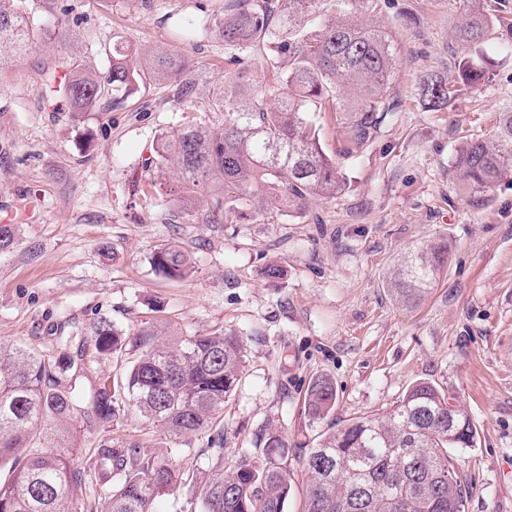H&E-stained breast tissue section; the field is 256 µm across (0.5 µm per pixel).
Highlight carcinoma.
I'll use <instances>...</instances> for the list:
<instances>
[{"label": "carcinoma", "instance_id": "cac0c4a2", "mask_svg": "<svg viewBox=\"0 0 512 512\" xmlns=\"http://www.w3.org/2000/svg\"><path fill=\"white\" fill-rule=\"evenodd\" d=\"M54 0H0V78L38 43L67 37L63 22L51 27L45 15ZM374 0H231L209 32L224 42V58L239 69L228 81L209 82L177 50L143 55L122 41L105 52L109 68L98 72L75 53L44 62L40 76L48 99L74 114L92 112L110 96L117 104L148 82H172L190 102L205 92L224 112V130L183 127L159 137L152 163L171 170L173 202L194 213L208 194L204 224L236 217L241 204L257 197L277 212L298 213L310 198H336L347 183L323 149L313 112H340L346 135L356 144L372 140L395 110L387 95L395 66L388 38L352 14ZM457 39L476 44L489 37L502 12L481 0H466ZM274 84L254 90L246 59L258 45ZM492 62L467 56L452 74H422L418 91L432 111L451 106L463 92L490 77ZM512 173V114L495 135L461 143L451 174L459 190L482 193ZM156 269L183 278L192 265L186 251L168 245L153 255ZM448 266V245L432 243L410 252L394 269L387 287L394 300L411 306L439 282ZM95 349L119 354L131 348L136 360L121 377L96 389L87 406L77 402L82 354L69 347L42 354L0 340V465L12 462L0 480V512H79L77 492L86 467L73 446L40 448V430L50 424L72 437L74 415L108 423L133 404L147 420L176 435L207 433L217 473L201 489L203 512H285L293 493L288 441L280 428L265 425L259 448L224 469V429L214 422L242 378L240 335L222 329L156 339L146 326L126 335L99 317L82 329ZM335 383L313 377L304 393L305 414L325 419L335 408ZM476 428L468 414L448 405L433 383L413 384L380 417L357 416L320 435L303 449L309 475L304 512H466L469 487L460 479L451 448H472ZM95 468L109 491L102 512H156L155 501L179 488L182 475L172 461L147 457L136 441L97 447Z\"/></svg>", "mask_w": 512, "mask_h": 512}]
</instances>
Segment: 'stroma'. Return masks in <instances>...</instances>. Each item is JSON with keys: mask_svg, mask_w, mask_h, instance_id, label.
<instances>
[{"mask_svg": "<svg viewBox=\"0 0 512 512\" xmlns=\"http://www.w3.org/2000/svg\"><path fill=\"white\" fill-rule=\"evenodd\" d=\"M226 2L55 0L70 39L36 45L0 78V224L17 231L0 250V340L52 354L80 344L78 329L100 315L130 334L154 325L163 341L237 332L246 364L224 408L228 467L266 424L291 448H309L330 426L385 412L414 382L431 381L477 429L475 447L456 452L471 487L466 512H512V175L477 194L459 193L450 177L458 144L492 135L512 113V13L481 48L490 80L430 112L417 95L421 75L451 71L470 53L452 35L463 4L376 0L369 20L393 46L388 92L398 111L363 145L343 137L335 113L312 116L345 193L311 199L297 217L253 202L241 223L200 224L173 205L167 176L147 160L161 134L223 129V112L206 96L180 102L172 85L153 84L76 119L44 102L39 67L75 51L104 68V49L120 36L141 50L182 51L204 78L227 79L223 42L180 36ZM437 241L448 244L447 269L419 303L399 307L385 287L394 264ZM170 243L190 254L191 277L151 266ZM272 262L287 270L276 284L262 274ZM135 358L86 345L77 383L97 386ZM317 375L338 396L312 423L302 401ZM75 425L84 463L101 440L133 439L188 472L212 470L204 438L167 432L132 406L114 421Z\"/></svg>", "mask_w": 512, "mask_h": 512, "instance_id": "obj_1", "label": "stroma"}]
</instances>
